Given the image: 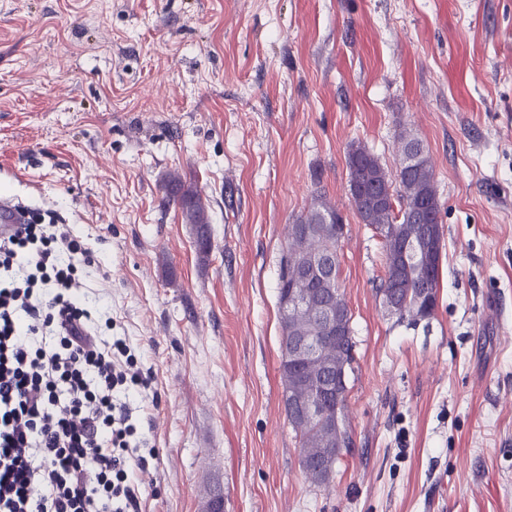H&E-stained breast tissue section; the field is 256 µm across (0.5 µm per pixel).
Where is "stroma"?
Masks as SVG:
<instances>
[{
    "instance_id": "obj_1",
    "label": "stroma",
    "mask_w": 512,
    "mask_h": 512,
    "mask_svg": "<svg viewBox=\"0 0 512 512\" xmlns=\"http://www.w3.org/2000/svg\"><path fill=\"white\" fill-rule=\"evenodd\" d=\"M431 158L433 314L387 316L347 152ZM210 205L200 259L160 185ZM324 193L347 234L354 448L311 483L282 407L279 261ZM98 260L78 293L154 401L141 512H512V0H0V196Z\"/></svg>"
}]
</instances>
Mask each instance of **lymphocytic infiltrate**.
Returning <instances> with one entry per match:
<instances>
[{
    "mask_svg": "<svg viewBox=\"0 0 512 512\" xmlns=\"http://www.w3.org/2000/svg\"><path fill=\"white\" fill-rule=\"evenodd\" d=\"M92 262L64 224L0 238V512H140L146 441L119 394L151 379L78 297Z\"/></svg>",
    "mask_w": 512,
    "mask_h": 512,
    "instance_id": "obj_1",
    "label": "lymphocytic infiltrate"
}]
</instances>
